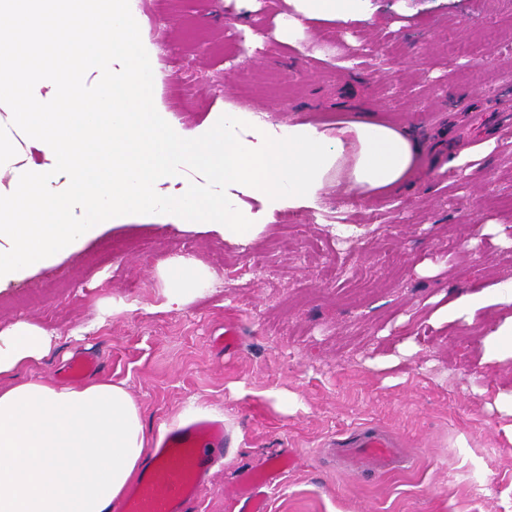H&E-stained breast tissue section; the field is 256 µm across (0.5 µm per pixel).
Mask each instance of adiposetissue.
<instances>
[{
    "label": "adipose tissue",
    "instance_id": "obj_1",
    "mask_svg": "<svg viewBox=\"0 0 512 512\" xmlns=\"http://www.w3.org/2000/svg\"><path fill=\"white\" fill-rule=\"evenodd\" d=\"M0 0V15L17 19L6 36L13 54L0 62V143L14 123L27 126L45 155L43 166L0 156V284L35 264L72 253L106 217L164 212L176 224H203L237 242L263 230L235 192L259 195L267 211L316 206L330 185L351 192H396L414 173L421 150L406 133L375 121L288 126L228 112L188 134L169 124L154 97L153 45L141 35L128 0L105 13L91 0ZM364 0H289L288 32L305 22L360 19ZM104 69L102 93L84 98L85 77ZM47 88L30 93L33 78ZM70 96L72 109L57 104ZM227 187V195L188 193L164 199L172 160ZM68 185L51 190L59 169ZM84 220L65 221L72 206ZM165 309L201 288L192 259L162 270ZM52 348V335L30 322L0 331V512H108L136 474L146 448L141 409L123 383L94 380L59 387L20 378Z\"/></svg>",
    "mask_w": 512,
    "mask_h": 512
}]
</instances>
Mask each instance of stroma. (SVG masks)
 <instances>
[{"label": "stroma", "mask_w": 512, "mask_h": 512, "mask_svg": "<svg viewBox=\"0 0 512 512\" xmlns=\"http://www.w3.org/2000/svg\"><path fill=\"white\" fill-rule=\"evenodd\" d=\"M157 53L155 98L190 132L227 111L269 122L375 118L421 150L400 191H329L292 223L268 216L229 242L159 211L105 220L75 252L0 287V330L55 335L33 370L59 383L76 354L124 382L146 434L197 408L223 415L234 445L197 512H233L224 490L277 450L298 466L268 512H512V355L482 363L512 315V0H366L361 19L289 37L285 0H141ZM176 256L208 273L168 311L161 271ZM484 293L448 320L457 295ZM238 351L215 350L225 326ZM373 422L399 435L404 472L357 479L325 444Z\"/></svg>", "instance_id": "stroma-1"}]
</instances>
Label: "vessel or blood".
Returning <instances> with one entry per match:
<instances>
[{"label":"vessel or blood","instance_id":"b4317fda","mask_svg":"<svg viewBox=\"0 0 512 512\" xmlns=\"http://www.w3.org/2000/svg\"><path fill=\"white\" fill-rule=\"evenodd\" d=\"M232 436L223 420L192 416L163 433L143 455L136 481L112 512H196L214 468L223 461ZM346 470L382 476L403 470L408 456L398 435L364 424L327 443ZM295 455L283 451L261 467L243 469L225 496L237 512H268V492L292 467Z\"/></svg>","mask_w":512,"mask_h":512}]
</instances>
